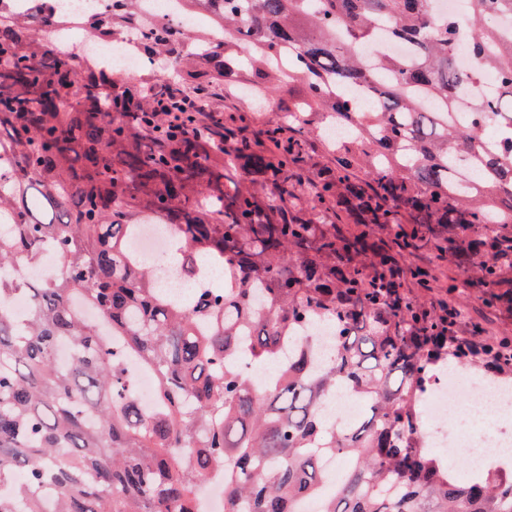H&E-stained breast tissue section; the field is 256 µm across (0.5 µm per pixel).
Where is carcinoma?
Segmentation results:
<instances>
[{
	"label": "carcinoma",
	"mask_w": 512,
	"mask_h": 512,
	"mask_svg": "<svg viewBox=\"0 0 512 512\" xmlns=\"http://www.w3.org/2000/svg\"><path fill=\"white\" fill-rule=\"evenodd\" d=\"M30 2L31 21L0 0V158L16 162L0 170V512H44V487L54 512H196L221 474L224 512H298L327 453L351 466L321 512H512V463L459 482L420 435L448 362L512 373L495 322L512 315V29L486 24L512 0H473L470 52L500 81L488 99L459 96L482 72L456 62L433 0H183L211 16L200 34L143 25L144 0ZM63 24L135 37L145 87L59 47ZM382 29L408 53L364 58ZM171 72L180 95L162 100ZM232 82L296 89L295 111L229 126ZM327 116L345 134L321 137L320 167L308 143ZM149 221L168 226L191 301L133 252ZM47 246L63 272L26 278ZM314 323L335 330L323 365L300 351L261 394L233 366L279 359ZM133 359L156 374L150 408ZM340 385L368 406L345 430L320 415Z\"/></svg>",
	"instance_id": "1"
}]
</instances>
